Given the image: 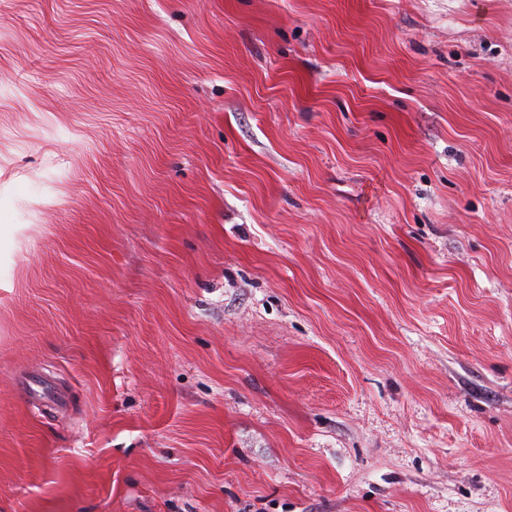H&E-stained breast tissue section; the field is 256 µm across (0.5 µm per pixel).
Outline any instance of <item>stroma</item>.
<instances>
[{"label": "stroma", "instance_id": "obj_1", "mask_svg": "<svg viewBox=\"0 0 512 512\" xmlns=\"http://www.w3.org/2000/svg\"><path fill=\"white\" fill-rule=\"evenodd\" d=\"M0 512H512V0H0Z\"/></svg>", "mask_w": 512, "mask_h": 512}]
</instances>
